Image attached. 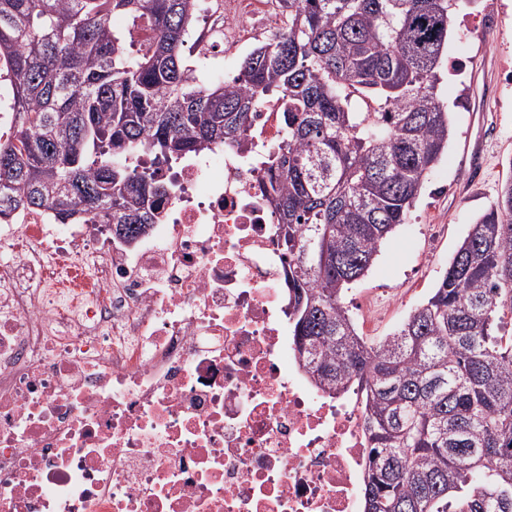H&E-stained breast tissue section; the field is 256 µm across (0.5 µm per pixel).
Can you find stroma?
I'll return each instance as SVG.
<instances>
[{"label":"stroma","mask_w":512,"mask_h":512,"mask_svg":"<svg viewBox=\"0 0 512 512\" xmlns=\"http://www.w3.org/2000/svg\"><path fill=\"white\" fill-rule=\"evenodd\" d=\"M443 68L451 135L411 210L417 229L398 228L344 297L366 336L392 333L401 299L417 304L430 294L475 219L512 178V79L504 75L512 70V0H465Z\"/></svg>","instance_id":"stroma-1"}]
</instances>
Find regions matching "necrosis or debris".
<instances>
[{
  "label": "necrosis or debris",
  "mask_w": 512,
  "mask_h": 512,
  "mask_svg": "<svg viewBox=\"0 0 512 512\" xmlns=\"http://www.w3.org/2000/svg\"><path fill=\"white\" fill-rule=\"evenodd\" d=\"M207 9L228 48L273 34ZM133 242L23 212L0 224V512H364L358 397L295 347L266 178L211 147Z\"/></svg>",
  "instance_id": "1"
}]
</instances>
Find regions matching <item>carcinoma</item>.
I'll list each match as a JSON object with an SVG mask.
<instances>
[{
  "instance_id": "cac0c4a2",
  "label": "carcinoma",
  "mask_w": 512,
  "mask_h": 512,
  "mask_svg": "<svg viewBox=\"0 0 512 512\" xmlns=\"http://www.w3.org/2000/svg\"><path fill=\"white\" fill-rule=\"evenodd\" d=\"M283 2L282 27L214 81L189 75L205 69L188 58L206 0H0L15 112L0 217L44 209L132 239L170 191L141 157L246 147L258 104L283 96L285 138L262 162L293 336L319 386L362 400L365 512H512V182L393 333L360 335L344 303L448 147L441 68L461 0Z\"/></svg>"
}]
</instances>
